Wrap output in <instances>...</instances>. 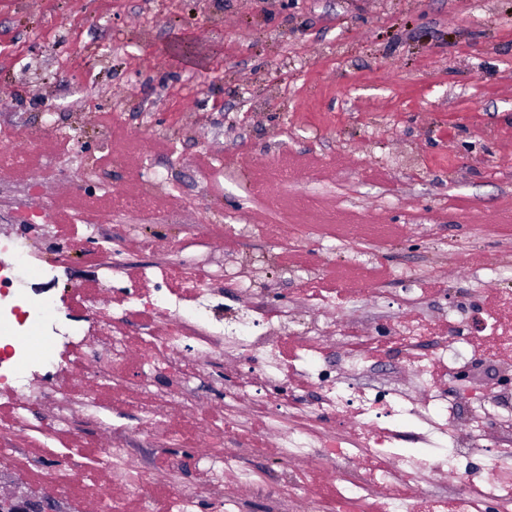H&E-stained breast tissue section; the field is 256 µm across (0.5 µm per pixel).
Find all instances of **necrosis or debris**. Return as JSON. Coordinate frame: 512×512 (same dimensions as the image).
<instances>
[{
    "mask_svg": "<svg viewBox=\"0 0 512 512\" xmlns=\"http://www.w3.org/2000/svg\"><path fill=\"white\" fill-rule=\"evenodd\" d=\"M13 249L16 268H0V401L6 407L0 428L38 434L41 445L27 453L3 448L0 456L11 459L31 478L51 477L67 493L79 473L69 462L68 449L52 447L51 442L54 434L69 429L70 422L61 416L48 425L33 423L28 416L32 398L24 381L53 364L62 347L69 361L82 362L93 333L84 326L48 329L51 301L11 292L15 272L37 270L23 246ZM150 279V295L126 293L122 311L133 313L144 307L169 320L161 341L166 363L177 367L179 374L197 369L184 355L188 347L206 354L221 348L249 360L256 377L272 380L290 370L300 373L317 391L311 402L282 401L272 423L279 440L273 453L287 464V479L274 485L261 480L240 466L237 449L227 448L210 457L202 483L183 486L173 496L171 512H201L209 502L221 512H240L243 487L264 501L266 512H293L301 501L309 512H512V387L485 394L482 412L465 428L455 423L456 402L439 390L441 379H452L457 369L448 352L458 346L461 324L439 331L416 318L390 328V343L416 366L410 388L357 389L339 377L340 371L358 375L371 366L364 350L371 339L353 326L341 324L336 329L341 366L322 360L326 339L321 333L309 337L302 351L289 358L284 345L286 325L266 336L253 335V327L268 319L264 308L245 307L227 323L210 314L212 292L206 280L190 276L173 289L163 269L152 272ZM437 370L442 373L438 380L433 377ZM342 420L349 422V431L326 436L325 424ZM491 432L496 435L497 454L486 477L476 482L467 475L464 463L478 455L480 439ZM440 441L448 444V452L426 454V447ZM310 459L321 460L336 481L334 497L319 495V476L301 468V461ZM94 470L121 478L127 490L123 500L102 497L103 512H129L132 500L148 512L151 501L145 492L150 473L130 464L123 444L99 449ZM435 477L447 479L448 492L431 489Z\"/></svg>",
    "mask_w": 512,
    "mask_h": 512,
    "instance_id": "4bbe7bcc",
    "label": "necrosis or debris"
}]
</instances>
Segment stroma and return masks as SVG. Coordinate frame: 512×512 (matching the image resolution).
<instances>
[{
    "mask_svg": "<svg viewBox=\"0 0 512 512\" xmlns=\"http://www.w3.org/2000/svg\"><path fill=\"white\" fill-rule=\"evenodd\" d=\"M1 90L13 101L0 144L27 151L0 161V239L45 271L17 288L74 316V290H88L90 354L118 334L129 359L108 389L67 362L54 381L32 378V415L66 413L75 429L56 445L85 462L100 441L76 397L95 395L136 464L167 453L150 489L158 512L235 446L211 425L265 410L249 394L225 400V381L248 375L231 357H206L175 395L168 370L143 384L147 317H112L122 288L147 289L142 270L206 275L219 316L253 300L290 311L296 347L320 324L383 336L417 315L442 327L512 293V0H0ZM417 288L414 312L404 300ZM333 293L337 306L313 314L312 295ZM158 404L168 429L142 436ZM0 486L84 512L81 488L35 484L5 458Z\"/></svg>",
    "mask_w": 512,
    "mask_h": 512,
    "instance_id": "stroma-1",
    "label": "stroma"
}]
</instances>
